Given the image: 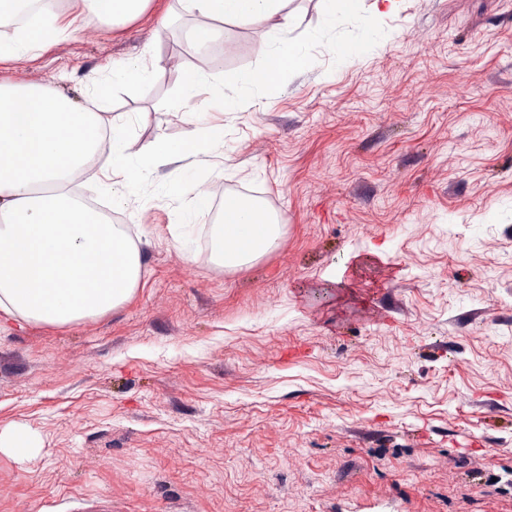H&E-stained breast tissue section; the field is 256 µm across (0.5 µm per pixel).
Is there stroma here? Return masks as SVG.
I'll return each mask as SVG.
<instances>
[{
  "mask_svg": "<svg viewBox=\"0 0 512 512\" xmlns=\"http://www.w3.org/2000/svg\"><path fill=\"white\" fill-rule=\"evenodd\" d=\"M172 0L90 18L0 78L99 103L145 143L193 138L178 92L202 57ZM307 62L246 96L274 22H226L224 148L198 171L283 224L277 250L213 261L216 219L143 183L117 221L143 275L69 326L0 318V512H512V0H354L328 25L288 0ZM370 18L381 37L351 44ZM157 63L112 83L113 64ZM97 73L96 85L86 76ZM39 449L37 439L18 429L0 431V452L15 457L34 454Z\"/></svg>",
  "mask_w": 512,
  "mask_h": 512,
  "instance_id": "1",
  "label": "stroma"
}]
</instances>
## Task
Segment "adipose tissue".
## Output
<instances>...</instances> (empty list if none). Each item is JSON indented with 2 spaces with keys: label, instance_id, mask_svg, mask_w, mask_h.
Returning <instances> with one entry per match:
<instances>
[{
  "label": "adipose tissue",
  "instance_id": "ef3b65f1",
  "mask_svg": "<svg viewBox=\"0 0 512 512\" xmlns=\"http://www.w3.org/2000/svg\"><path fill=\"white\" fill-rule=\"evenodd\" d=\"M85 13L120 27L141 17L152 0H82ZM194 20L192 40L211 41L218 23L276 20L279 36L269 49L281 72L305 65L306 43L290 38L293 21L286 0H178ZM74 22L33 15L6 41L0 61L32 59L75 32ZM208 99H200L201 90ZM181 99L199 100L192 119L199 128L189 141L158 134L137 144L129 125L89 107H77L54 88L0 79V313L34 324L64 326L102 315L135 293L141 278L140 251L124 225L113 224L83 203L95 191L94 170L104 161L112 171V205L125 207L131 192L153 181L158 194L181 196L195 182L198 206L215 193L214 183L196 181L197 170L223 147V133L205 126L206 111L223 104V81L202 65L184 79ZM175 163L160 176L161 162ZM215 262L246 265L276 250L277 220L255 204L224 201V222L216 227Z\"/></svg>",
  "mask_w": 512,
  "mask_h": 512
}]
</instances>
